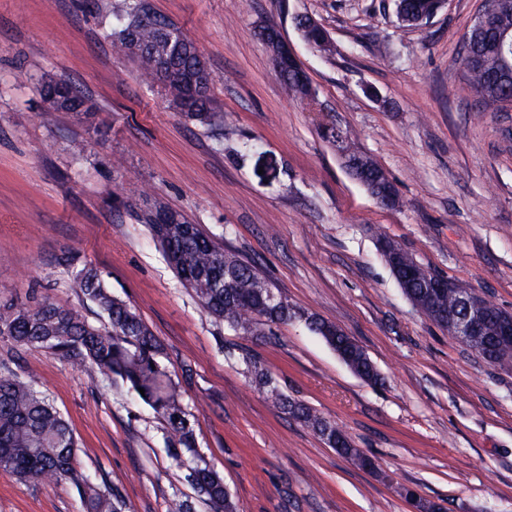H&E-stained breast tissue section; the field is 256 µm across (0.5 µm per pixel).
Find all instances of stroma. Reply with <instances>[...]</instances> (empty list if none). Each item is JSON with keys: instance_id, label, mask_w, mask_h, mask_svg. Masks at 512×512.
I'll list each match as a JSON object with an SVG mask.
<instances>
[{"instance_id": "35a3bbf8", "label": "stroma", "mask_w": 512, "mask_h": 512, "mask_svg": "<svg viewBox=\"0 0 512 512\" xmlns=\"http://www.w3.org/2000/svg\"><path fill=\"white\" fill-rule=\"evenodd\" d=\"M197 41L224 111L217 128L170 108L159 85L113 52L121 0H0V299L41 286L81 306L61 259L96 265L165 346L195 416L196 446L238 512H512V370L486 363L406 298L377 239L512 312V109L487 112L463 79L461 39L481 0H447L407 28L394 0H146ZM306 14L332 49H311ZM278 27L315 100H290L262 43ZM30 74L17 83V68ZM81 89L98 140L38 93L44 76ZM333 125L378 161L399 206L380 207L323 135ZM84 151L75 154L74 143ZM159 198L260 265L289 300L342 328L383 381L355 376L303 324L255 340L216 324L184 288L134 208ZM336 423L376 462L355 467L273 407L243 354ZM0 360L31 376L70 423L78 467L118 489L127 512L197 501L164 422L95 369L46 352ZM0 512H82L66 481L0 470Z\"/></svg>"}]
</instances>
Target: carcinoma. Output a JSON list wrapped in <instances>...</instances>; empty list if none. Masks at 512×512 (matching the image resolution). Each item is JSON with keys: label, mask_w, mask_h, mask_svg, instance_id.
I'll use <instances>...</instances> for the list:
<instances>
[{"label": "carcinoma", "mask_w": 512, "mask_h": 512, "mask_svg": "<svg viewBox=\"0 0 512 512\" xmlns=\"http://www.w3.org/2000/svg\"><path fill=\"white\" fill-rule=\"evenodd\" d=\"M432 10V0H401L396 4L397 19L404 26L417 25V19L430 16ZM490 16L505 33V39L498 42L487 37L479 23H474L461 40L462 46L469 49V58H461V64L478 104L493 112H504L512 107V73H503L512 68V0H505V6L493 9ZM297 22L311 46L327 36L325 29L313 24L308 16ZM107 39L113 50L134 59L142 82L162 86L170 106L179 114L202 124L224 126V111L212 94L210 74L199 65L202 52L198 44L175 23L150 15L145 0H123L122 9L113 15ZM279 74L289 97L300 103L313 98L308 77L293 68H283ZM193 83L203 92L191 95ZM40 91L48 110L68 112L87 124L95 135H105L93 124L95 106L75 87L49 77L42 81ZM325 133L341 152L349 174L360 169L395 191L374 158L354 148L335 127H325ZM136 218L148 225L183 285L224 328L259 340L275 335L282 325L302 322L331 349L342 352L343 362L355 375L371 385L381 383L373 362L352 337L292 303L261 268L225 250L201 225L156 199L137 212ZM379 245L382 257L412 304L426 310L427 317L448 334L456 335V323L465 314L462 288L456 284L441 290L429 287L417 260L399 243L383 236ZM63 264L76 269L82 301L95 306L104 323L97 326L82 309L57 304L34 290L25 303L0 300V337L11 341L20 354L48 352L73 367L92 366L103 377L125 384L165 422L169 449L185 467V480L214 512H237L224 477L207 464L196 448V420L184 405L181 385L174 381L163 361L161 340L126 301L112 294L95 265L80 261L74 254L63 259ZM494 333L491 322L483 336L462 337L460 341L489 364L511 368L512 353L505 360L500 351L493 349ZM246 364L256 386L282 413L311 429L353 465L375 467L374 459L353 447L335 423L282 392L263 361L249 357ZM77 448L68 420L52 400L0 363V469L25 482H70L78 492L83 512H125L126 503L118 491L101 489L76 467Z\"/></svg>", "instance_id": "1"}]
</instances>
